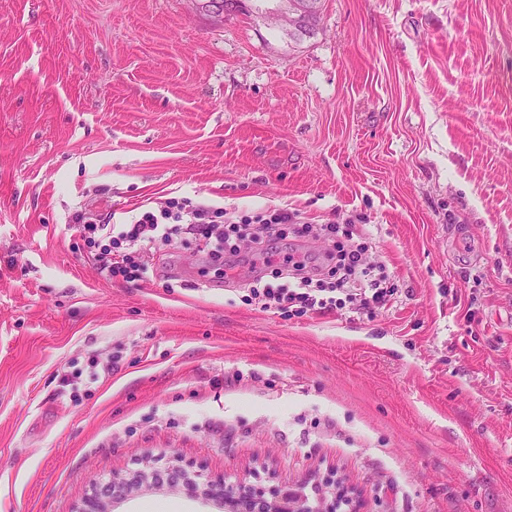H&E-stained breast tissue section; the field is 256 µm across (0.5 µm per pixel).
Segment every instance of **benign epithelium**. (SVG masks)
Wrapping results in <instances>:
<instances>
[{"label":"benign epithelium","mask_w":512,"mask_h":512,"mask_svg":"<svg viewBox=\"0 0 512 512\" xmlns=\"http://www.w3.org/2000/svg\"><path fill=\"white\" fill-rule=\"evenodd\" d=\"M275 2L277 7L269 12L268 18L283 21L285 29L290 33L305 31L313 12V0H275ZM138 475L143 484L164 477L171 485L189 480L196 487L213 488L217 496L213 497L206 493L203 498L215 501L224 512H236L234 503L244 495L264 501L268 512H336V481L334 480L328 482L323 498L313 506L306 499H294L286 493L268 495L244 481L234 485L207 479L199 482L195 478H190L186 468L175 458L155 459L139 470ZM134 489L136 486L126 478L114 477L111 482L96 487L93 496L76 512H110L111 505L123 500Z\"/></svg>","instance_id":"7a95c632"}]
</instances>
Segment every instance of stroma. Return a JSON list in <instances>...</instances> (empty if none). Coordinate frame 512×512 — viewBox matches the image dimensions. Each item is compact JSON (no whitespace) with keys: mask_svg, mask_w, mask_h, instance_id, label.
Listing matches in <instances>:
<instances>
[{"mask_svg":"<svg viewBox=\"0 0 512 512\" xmlns=\"http://www.w3.org/2000/svg\"><path fill=\"white\" fill-rule=\"evenodd\" d=\"M171 197L355 224L396 291L288 320L181 240L109 278L70 222ZM169 457L512 512V0H322L297 44L198 0H0V512ZM158 506L218 512L166 485L113 510Z\"/></svg>","mask_w":512,"mask_h":512,"instance_id":"obj_1","label":"stroma"}]
</instances>
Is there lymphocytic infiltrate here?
<instances>
[{
  "label": "lymphocytic infiltrate",
  "mask_w": 512,
  "mask_h": 512,
  "mask_svg": "<svg viewBox=\"0 0 512 512\" xmlns=\"http://www.w3.org/2000/svg\"><path fill=\"white\" fill-rule=\"evenodd\" d=\"M216 213L214 207L173 198L161 213L145 211L120 224L114 223L109 213L90 221L83 210L75 212L72 221L81 225L88 244L97 247L94 260L101 271L127 282L147 279L150 268L142 261L143 253L183 236L194 242L197 251L224 277L249 257H262L257 276L265 284L252 294L266 310L283 315H327L352 302L362 310L385 303L389 295L386 275L366 263L367 245L354 242L351 228L335 223L302 224L280 209L270 215L229 216L220 226L213 222ZM286 226L295 239L312 236L331 242L329 266H322L318 257L308 252L280 255L277 244L283 240Z\"/></svg>",
  "instance_id": "1"
}]
</instances>
